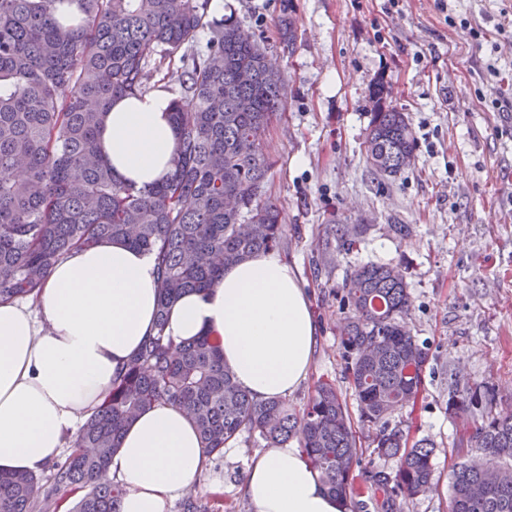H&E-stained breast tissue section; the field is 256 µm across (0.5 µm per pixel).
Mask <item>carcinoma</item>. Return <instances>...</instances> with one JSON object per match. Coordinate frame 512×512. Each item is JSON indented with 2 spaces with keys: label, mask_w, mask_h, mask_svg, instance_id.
Returning <instances> with one entry per match:
<instances>
[{
  "label": "carcinoma",
  "mask_w": 512,
  "mask_h": 512,
  "mask_svg": "<svg viewBox=\"0 0 512 512\" xmlns=\"http://www.w3.org/2000/svg\"><path fill=\"white\" fill-rule=\"evenodd\" d=\"M64 2L0 0V303L36 297L59 259L116 239L154 255L159 305L155 334L72 436L69 455L48 466L52 488L83 492L71 512H119L124 490L102 473L125 427L169 403L191 418L206 458L244 433L271 448L295 440L325 490L351 499L362 448L333 384H320L301 411L282 397L258 401L237 385L215 338L176 343L166 332L182 294L210 290L224 267L281 244V210L261 196L271 167L262 134L283 110L285 77L239 22L210 15L211 0H79L82 17L71 24L56 18ZM176 60L181 66L169 69ZM150 66L181 85L171 112L178 138L169 178L136 188L114 178L97 132L114 99L149 92ZM387 96L375 80L363 145L370 169L395 177L409 169L416 138ZM342 288L354 313L341 332V358L359 420L374 428L373 453L397 460L369 482L384 504L414 498L433 488L434 446H410L403 429L389 426L417 401L428 361L403 329L405 276L370 263ZM496 405L490 385L448 398V414L474 421L459 444L484 460L451 471V512H512V413ZM38 491L35 474L0 473V512L59 507L48 494L37 500Z\"/></svg>",
  "instance_id": "carcinoma-1"
}]
</instances>
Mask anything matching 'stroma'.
<instances>
[{"mask_svg": "<svg viewBox=\"0 0 512 512\" xmlns=\"http://www.w3.org/2000/svg\"><path fill=\"white\" fill-rule=\"evenodd\" d=\"M223 3L217 18L233 17L262 40L288 84L284 110L263 135L266 189L282 211L279 251L307 284L317 336L310 374L287 400L303 409L328 381L357 413L339 347L351 314L342 283L359 265L401 267L412 297L406 322L428 362L413 413L389 423L434 444L435 486L396 499L394 512H448V477L466 458L459 438L472 425L449 414V396L488 383L499 408L512 410V112L497 107L512 101V31L498 30L512 0ZM285 14L290 44L276 34ZM379 78L417 141L415 166L392 178L372 173L363 154L368 90ZM357 433L353 512H382L368 476L395 463L373 454L368 429ZM263 449L244 437L210 458L192 496L207 512H252L243 485Z\"/></svg>", "mask_w": 512, "mask_h": 512, "instance_id": "stroma-1", "label": "stroma"}]
</instances>
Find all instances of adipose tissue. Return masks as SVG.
I'll use <instances>...</instances> for the list:
<instances>
[{
  "label": "adipose tissue",
  "instance_id": "obj_1",
  "mask_svg": "<svg viewBox=\"0 0 512 512\" xmlns=\"http://www.w3.org/2000/svg\"><path fill=\"white\" fill-rule=\"evenodd\" d=\"M170 105L164 91L113 101L99 139L119 181L141 187L171 172L177 136ZM157 301L153 255L112 241L55 264L36 309L20 300L0 304V472L35 473L58 455L154 334ZM316 331L303 282L273 250L226 268L215 288L181 296L168 324L177 342L219 336L237 384L260 401L303 383ZM204 462L196 428L179 408L140 413L109 466L125 490L120 512H166ZM244 492L253 512H349L291 444L253 456Z\"/></svg>",
  "mask_w": 512,
  "mask_h": 512
}]
</instances>
